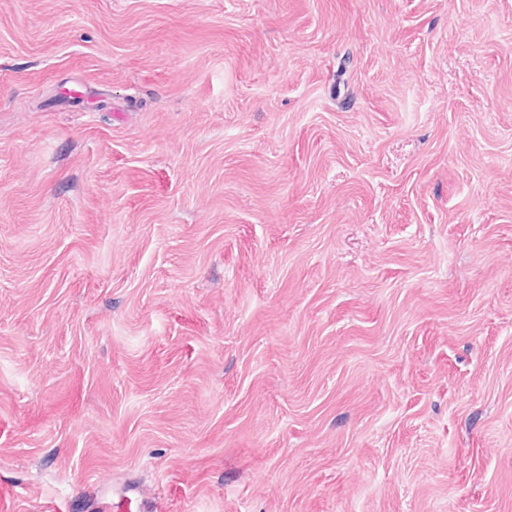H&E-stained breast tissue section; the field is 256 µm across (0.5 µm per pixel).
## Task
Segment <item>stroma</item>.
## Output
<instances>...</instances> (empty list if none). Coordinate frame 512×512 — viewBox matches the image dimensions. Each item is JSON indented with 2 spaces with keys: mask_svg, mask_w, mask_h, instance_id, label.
<instances>
[{
  "mask_svg": "<svg viewBox=\"0 0 512 512\" xmlns=\"http://www.w3.org/2000/svg\"><path fill=\"white\" fill-rule=\"evenodd\" d=\"M512 512V0H0V512Z\"/></svg>",
  "mask_w": 512,
  "mask_h": 512,
  "instance_id": "stroma-1",
  "label": "stroma"
}]
</instances>
